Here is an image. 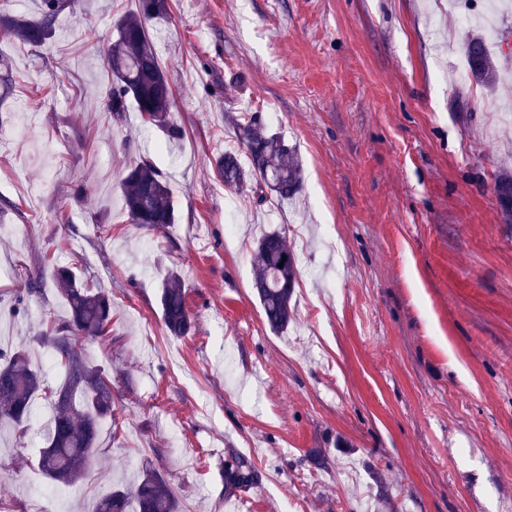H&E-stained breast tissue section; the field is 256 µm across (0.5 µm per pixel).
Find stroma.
<instances>
[{
    "label": "stroma",
    "instance_id": "35a3bbf8",
    "mask_svg": "<svg viewBox=\"0 0 512 512\" xmlns=\"http://www.w3.org/2000/svg\"><path fill=\"white\" fill-rule=\"evenodd\" d=\"M168 3L151 35L185 131L171 144L106 110L103 54L138 0H74L36 51L0 38L17 81L0 102V347L55 380L38 336L68 310L45 256L112 297L111 333L76 344L112 379L95 460L58 500L39 427H1L0 512H95L146 467L180 512H225L237 456L257 473L238 512H512V224L494 192L512 170V5L480 15L490 91L459 76L480 25H460L464 0ZM249 112L301 159L295 198L218 180L226 118ZM143 159L175 224L126 221ZM274 229L298 258L280 334L252 288ZM172 270L182 337L161 321ZM162 321L171 336H186L191 327L182 283L175 273L164 279L160 294Z\"/></svg>",
    "mask_w": 512,
    "mask_h": 512
}]
</instances>
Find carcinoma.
Returning <instances> with one entry per match:
<instances>
[{
  "mask_svg": "<svg viewBox=\"0 0 512 512\" xmlns=\"http://www.w3.org/2000/svg\"><path fill=\"white\" fill-rule=\"evenodd\" d=\"M6 3L8 0H0V36L36 49L53 37L57 18L70 7L71 0H41L37 17L6 9ZM166 15L167 0H139V10L115 23V38L104 63L111 75L106 91L108 111L121 120L133 107L143 126L158 128L171 142L182 139L184 131L171 120L174 91L149 31L151 22ZM464 54L471 78L487 87L494 86L497 69L484 36L471 35ZM233 130L242 151L249 156V165L242 164L234 151L218 154L214 158L215 172L225 188L236 192L253 186L265 188L281 201L302 189L303 169L298 154L279 134L269 130L258 115L249 113L233 120ZM121 186L129 223H176L170 182L151 162L142 160L130 168ZM495 194L503 222L511 224L512 171L497 177ZM255 257L253 288L265 322L273 332L282 333L293 321L291 301L297 258L278 230L265 232L257 239ZM54 280L69 317L61 324L46 317V330L39 340L51 345L62 376L52 386L25 351L0 349V425H9L24 436L36 402L47 398L52 415L45 430L39 466L52 483L70 486L96 455L101 422L112 416V382L84 362L75 341L110 332L112 300L103 289L81 282L68 266L56 267ZM160 307L166 331L176 337L187 335L191 319L182 283L174 273L168 274L162 283ZM251 480V465L243 457L224 467V484L230 493ZM96 512H179V503L162 479L146 471L133 488H118L104 496Z\"/></svg>",
  "mask_w": 512,
  "mask_h": 512,
  "instance_id": "cac0c4a2",
  "label": "carcinoma"
}]
</instances>
